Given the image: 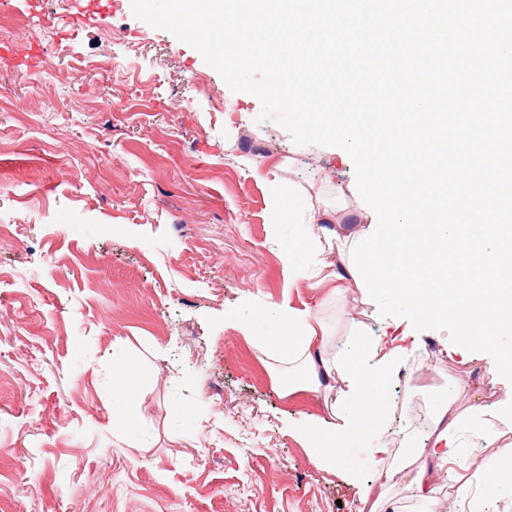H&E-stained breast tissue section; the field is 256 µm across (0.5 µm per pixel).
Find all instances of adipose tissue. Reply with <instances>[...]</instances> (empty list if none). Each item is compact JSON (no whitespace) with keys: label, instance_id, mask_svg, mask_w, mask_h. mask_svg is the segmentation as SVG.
<instances>
[{"label":"adipose tissue","instance_id":"adipose-tissue-1","mask_svg":"<svg viewBox=\"0 0 512 512\" xmlns=\"http://www.w3.org/2000/svg\"><path fill=\"white\" fill-rule=\"evenodd\" d=\"M271 216L276 224H301L298 244L309 257V266L301 271V278L321 277L339 283L350 279L349 247L361 235V228L335 225L331 211L303 197L287 207L281 196H273ZM266 314L281 326L283 333L265 339L264 354L272 362H287L288 388H301L322 403V416L301 430L311 460L334 462L341 449L360 440L371 442L372 453H385L380 432L390 419L386 388L405 367L408 349L398 345L395 337L384 334L367 343L352 342L336 350L330 344L328 326L311 308H297L283 301L268 304ZM151 385V379L131 366L113 368L116 418L123 431L131 433L137 428V402ZM433 422L442 428L433 444L436 466L448 463L461 431H470L474 437L473 478L459 488L463 512H484L489 490L512 494V485L500 480L502 472L512 470V432L505 424L487 425L476 416H454L446 407Z\"/></svg>","mask_w":512,"mask_h":512}]
</instances>
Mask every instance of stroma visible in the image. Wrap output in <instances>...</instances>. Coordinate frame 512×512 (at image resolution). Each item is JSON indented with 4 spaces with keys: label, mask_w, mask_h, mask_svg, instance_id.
<instances>
[{
    "label": "stroma",
    "mask_w": 512,
    "mask_h": 512,
    "mask_svg": "<svg viewBox=\"0 0 512 512\" xmlns=\"http://www.w3.org/2000/svg\"><path fill=\"white\" fill-rule=\"evenodd\" d=\"M16 14L26 26L0 24V512H427L365 449L313 464L299 428L322 407L288 393L260 349L274 325L256 311L285 298L318 311L336 345L382 333L357 286L337 298L289 281L309 265L299 227L272 224L270 187L242 164L277 166L284 189L356 226L349 155L260 120L254 95L130 0H100L91 21L82 0H11L0 21ZM106 53L112 72L88 69ZM116 356L154 381L133 436L113 422ZM409 362L388 392L391 460L442 405L488 415L500 396L433 331ZM455 456L434 472L438 512L460 510L468 448Z\"/></svg>",
    "instance_id": "1"
}]
</instances>
